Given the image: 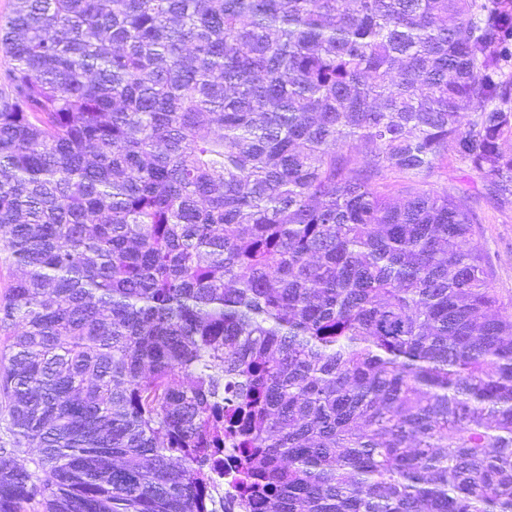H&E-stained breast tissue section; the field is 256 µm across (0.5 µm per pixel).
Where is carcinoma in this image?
Returning a JSON list of instances; mask_svg holds the SVG:
<instances>
[{"instance_id": "cac0c4a2", "label": "carcinoma", "mask_w": 512, "mask_h": 512, "mask_svg": "<svg viewBox=\"0 0 512 512\" xmlns=\"http://www.w3.org/2000/svg\"><path fill=\"white\" fill-rule=\"evenodd\" d=\"M0 48V512H217L226 450L243 512H512L480 219L377 185L512 197V0H15Z\"/></svg>"}]
</instances>
